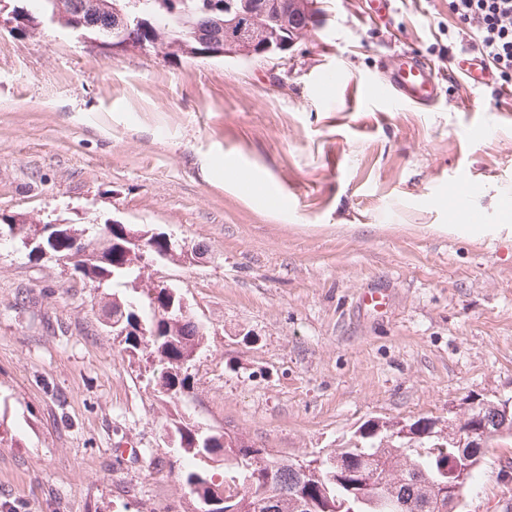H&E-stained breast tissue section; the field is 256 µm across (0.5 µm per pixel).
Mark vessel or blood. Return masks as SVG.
I'll use <instances>...</instances> for the list:
<instances>
[{
    "instance_id": "vessel-or-blood-1",
    "label": "vessel or blood",
    "mask_w": 512,
    "mask_h": 512,
    "mask_svg": "<svg viewBox=\"0 0 512 512\" xmlns=\"http://www.w3.org/2000/svg\"><path fill=\"white\" fill-rule=\"evenodd\" d=\"M386 88L400 100L419 106L433 105L439 97L431 68L412 53L394 56Z\"/></svg>"
}]
</instances>
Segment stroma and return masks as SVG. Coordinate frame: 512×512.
<instances>
[{"label":"stroma","instance_id":"1","mask_svg":"<svg viewBox=\"0 0 512 512\" xmlns=\"http://www.w3.org/2000/svg\"><path fill=\"white\" fill-rule=\"evenodd\" d=\"M395 51L431 62L433 107L380 95ZM473 53L448 0H323L284 64L1 23L0 215L184 241L193 263L152 273L207 341L184 392L157 393L103 289L0 243V512H193L175 414L296 458L512 398V88L455 78ZM508 461L488 449L469 512L512 501Z\"/></svg>","mask_w":512,"mask_h":512}]
</instances>
